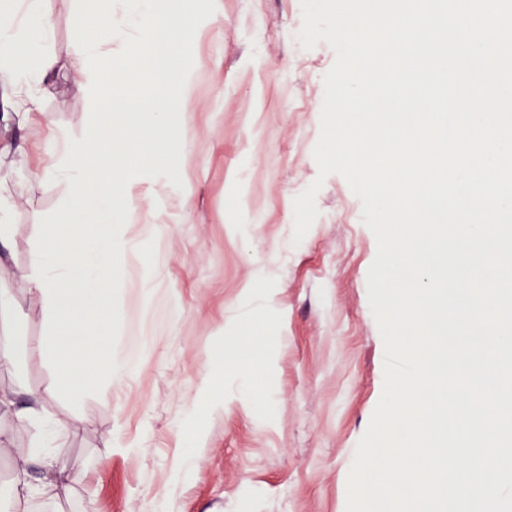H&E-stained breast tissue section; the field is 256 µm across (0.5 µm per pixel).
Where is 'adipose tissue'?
<instances>
[{"instance_id":"ef3b65f1","label":"adipose tissue","mask_w":512,"mask_h":512,"mask_svg":"<svg viewBox=\"0 0 512 512\" xmlns=\"http://www.w3.org/2000/svg\"><path fill=\"white\" fill-rule=\"evenodd\" d=\"M114 2L81 0L71 18V37L81 51L75 66L83 74L76 90L89 99L95 116L78 139L49 130V138L60 147L39 176L61 188L58 220L66 229L59 232L47 226L27 267L17 272L41 296L59 338L58 345L45 353L58 370L57 378L14 405L19 427L31 432L27 446L15 451L14 486L21 493L28 488L34 460L39 461L47 485L67 486L65 468L50 452L57 421L46 409L49 401L64 392L80 396L98 382L122 379L133 369L131 361L112 352L103 339V322L112 306L106 291L111 259L121 246L112 227L131 221L126 204L128 173L161 165L177 130V114L194 105L187 95L166 89L167 84L181 86L186 81L177 61L195 40L193 21L172 11L169 0H125L128 13L138 21L136 34L130 36L115 19ZM12 13L9 5L0 6V79L21 91L54 70L55 61L46 49L53 20L43 0H24L22 21H14ZM116 41L122 42L124 57L134 59L140 72L155 76L158 89L119 96L115 89L129 86V72L118 69L105 80L89 67V59ZM116 121L135 130V138L113 143ZM229 342L243 361L238 378L241 402L254 409L268 406L269 395L258 380L269 368V359L258 351L255 340L236 335Z\"/></svg>"}]
</instances>
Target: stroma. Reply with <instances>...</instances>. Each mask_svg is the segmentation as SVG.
<instances>
[{"instance_id": "1", "label": "stroma", "mask_w": 512, "mask_h": 512, "mask_svg": "<svg viewBox=\"0 0 512 512\" xmlns=\"http://www.w3.org/2000/svg\"><path fill=\"white\" fill-rule=\"evenodd\" d=\"M79 0H44L56 65L28 103L0 81V195L10 198L14 247L0 270V393L41 390L56 370L40 353L52 339L38 295L16 278L61 192L35 177L53 146V124L81 137L93 118L75 94L79 48L70 19ZM295 0H208L182 64L194 109L182 117L173 173H134L132 217L149 233L112 254V348L136 360L109 397L60 395L54 452L70 491L32 471L13 499V460L0 454V512H346L352 452L383 388V341L368 301L377 242L338 174L320 177L324 43L297 46ZM320 214L293 244L294 200L315 180ZM271 289L262 345L270 411H202V380L224 365V394L238 366L224 361V331L252 305L247 281ZM202 443L182 456L193 425Z\"/></svg>"}]
</instances>
